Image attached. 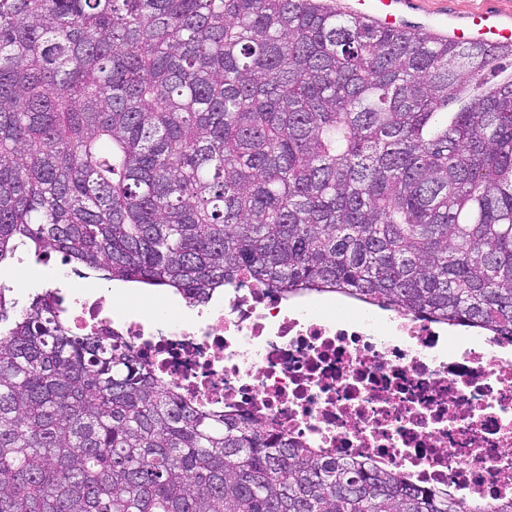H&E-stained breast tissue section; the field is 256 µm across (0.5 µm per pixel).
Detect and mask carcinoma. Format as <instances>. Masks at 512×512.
<instances>
[{
	"instance_id": "1",
	"label": "carcinoma",
	"mask_w": 512,
	"mask_h": 512,
	"mask_svg": "<svg viewBox=\"0 0 512 512\" xmlns=\"http://www.w3.org/2000/svg\"><path fill=\"white\" fill-rule=\"evenodd\" d=\"M506 58L335 0H0V266L26 246L191 306L247 273L512 337ZM8 292L0 512H471Z\"/></svg>"
}]
</instances>
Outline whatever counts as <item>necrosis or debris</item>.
I'll list each match as a JSON object with an SVG mask.
<instances>
[{
    "label": "necrosis or debris",
    "instance_id": "obj_1",
    "mask_svg": "<svg viewBox=\"0 0 512 512\" xmlns=\"http://www.w3.org/2000/svg\"><path fill=\"white\" fill-rule=\"evenodd\" d=\"M79 335L109 330L192 403L268 424L320 455L403 473L493 512L512 498V338L285 295L249 275L195 306L125 314L60 302Z\"/></svg>",
    "mask_w": 512,
    "mask_h": 512
}]
</instances>
